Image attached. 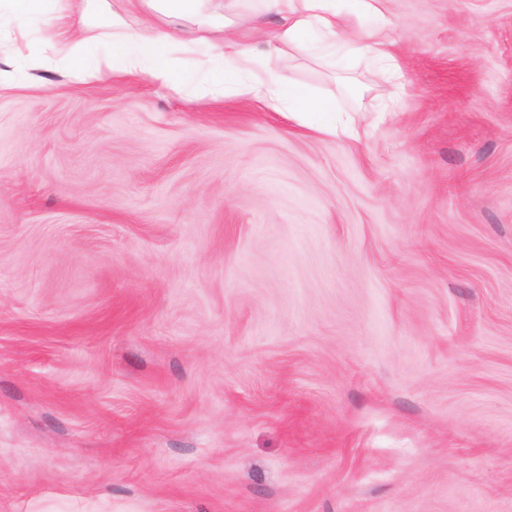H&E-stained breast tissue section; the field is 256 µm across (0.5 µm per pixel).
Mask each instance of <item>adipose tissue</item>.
I'll return each instance as SVG.
<instances>
[{"label":"adipose tissue","mask_w":512,"mask_h":512,"mask_svg":"<svg viewBox=\"0 0 512 512\" xmlns=\"http://www.w3.org/2000/svg\"><path fill=\"white\" fill-rule=\"evenodd\" d=\"M165 17L184 19L181 27L162 28L146 22L131 27L124 14L112 15V52L98 51V38L91 29L71 32L73 16L87 17L108 10L107 0H82L79 7L65 6L47 23L46 43L51 64L74 82L85 84L115 75L140 74L151 80L178 86L182 77L166 47L195 49L194 69L211 87L213 96H232L270 112H285L319 133L355 139L359 136L351 120L342 119L335 104L312 93L290 78L260 69L252 41L256 31L229 27L202 8L204 0H142ZM267 13L278 24L267 42L269 53L283 54L302 48L310 37L322 44L327 64L336 62V44L349 40L357 55L395 67L388 39L387 0H263ZM372 18L374 24L363 35L348 39L349 15ZM221 60L236 74L225 81L212 69Z\"/></svg>","instance_id":"adipose-tissue-1"}]
</instances>
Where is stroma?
Instances as JSON below:
<instances>
[{"label":"stroma","mask_w":512,"mask_h":512,"mask_svg":"<svg viewBox=\"0 0 512 512\" xmlns=\"http://www.w3.org/2000/svg\"><path fill=\"white\" fill-rule=\"evenodd\" d=\"M58 9L0 0V59ZM387 10V119L363 58L269 60L355 141L190 82L0 90V512H512V0Z\"/></svg>","instance_id":"35a3bbf8"}]
</instances>
